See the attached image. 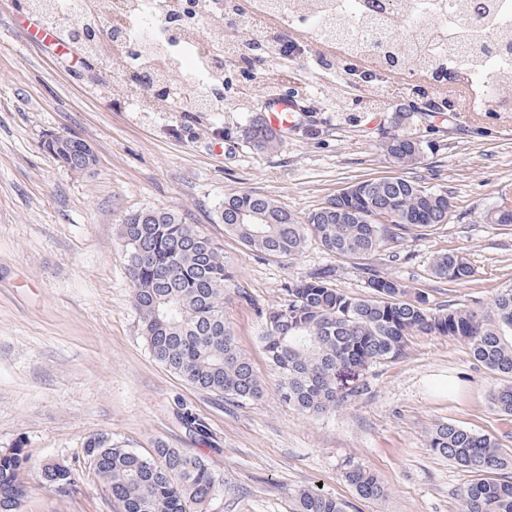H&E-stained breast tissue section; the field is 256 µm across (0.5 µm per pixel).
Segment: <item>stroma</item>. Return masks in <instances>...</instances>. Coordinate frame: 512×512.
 <instances>
[{
  "label": "stroma",
  "mask_w": 512,
  "mask_h": 512,
  "mask_svg": "<svg viewBox=\"0 0 512 512\" xmlns=\"http://www.w3.org/2000/svg\"><path fill=\"white\" fill-rule=\"evenodd\" d=\"M24 0H0V448L22 446L31 466L63 461L77 470L75 491L29 477L22 512H119L83 455L105 434L143 455L157 445L205 456L223 476L211 512H292L298 490L320 488L347 512H464L469 473L435 455L428 434L452 423L499 441L512 454V417L490 406L497 376L467 345L417 334L403 356L356 370L350 395L330 413L309 416L285 405L259 341L263 315L284 302L290 280L332 270L334 287L367 292L357 261L309 244L295 259L244 248L217 214L226 193L252 191L307 217L342 188L398 175L383 149L396 112L415 104L413 71L387 74L384 102L365 112L367 91L337 57L287 60V77L255 64L249 78L228 61L220 112H138L112 93L113 65L89 66L34 42L21 27ZM310 88L323 111L316 126L256 151L242 135L265 99ZM456 111L417 114L405 129L425 154L409 175L447 192L448 223L408 234L397 257L371 259L381 273L427 293L431 304L489 306L512 289V224L486 212L512 204V108L472 110L465 79L440 88ZM76 136L96 155L78 174L46 153L45 133ZM148 208L179 212L224 252L234 279L224 288V322L250 357L263 395L230 404L168 372L150 353L131 299L118 240L125 215ZM440 253L461 255L468 281L432 275ZM205 436L183 427V414ZM373 472L385 494L358 497L343 477L349 464Z\"/></svg>",
  "instance_id": "stroma-1"
}]
</instances>
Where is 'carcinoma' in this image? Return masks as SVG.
I'll use <instances>...</instances> for the list:
<instances>
[{
  "label": "carcinoma",
  "instance_id": "carcinoma-1",
  "mask_svg": "<svg viewBox=\"0 0 512 512\" xmlns=\"http://www.w3.org/2000/svg\"><path fill=\"white\" fill-rule=\"evenodd\" d=\"M44 22L64 41L76 42L84 57L95 62L98 45L106 37L124 41L119 26L105 27L101 17L112 0H98L96 10L79 5L61 8L59 0H34ZM264 10L286 8L318 24L323 40H347L344 55L354 60L367 52L390 71L415 68L442 82L448 73H469L494 62L508 72L494 75L498 84L487 90L512 95V32L480 44L462 39L449 56L440 47L420 46L395 35L399 25L411 27L415 17L410 0H348L347 13H336L334 0H263ZM452 33L477 29L499 10L504 0H445ZM224 39L210 43L213 80H219ZM145 69L125 74L113 85L124 101L141 103L139 111L157 112L166 99L162 69L155 66L157 51L145 49ZM224 100L207 90L196 91L192 112H220ZM406 112L396 114L384 151L401 170H411L424 157L422 142L401 130ZM244 137L254 149L270 151L282 142L281 130L260 114L252 116ZM42 146L61 166L71 168L82 140H67L62 149L50 141ZM448 193L426 191L408 176L356 182L329 199L304 220L288 213L265 195L237 191L224 195L218 218L224 230L248 249L270 256L294 258L311 241L342 258L369 259L393 253L414 229H430L448 221ZM490 224H512V207L500 205L484 215ZM119 240L127 257L132 303L139 315L142 336L152 356L168 371L197 389L230 403H247L262 396V385L250 358L236 344L224 323V283L232 278L219 246L176 211L148 209L126 215ZM369 293L352 297L333 287L319 273L289 283L284 303L265 317L259 340L271 369L279 378L283 403L319 415L336 408L337 373L363 369L402 356L410 337L418 333L451 336L465 341L475 360L503 378L489 395L492 406L512 416V290L499 293L487 310L469 307H432L424 291L365 265ZM432 273L450 284L471 274L465 258L443 253L432 262ZM429 448L473 474L464 492V512H512V459L499 444L452 423L429 432ZM84 453L98 480L107 487L120 512H209L224 488L205 457L162 445L145 456L123 448L103 435L86 440ZM29 457L22 448L0 450V512H21L29 492ZM42 483L58 492L77 487L78 476L61 462L40 469ZM348 484L363 499L378 498L383 488L359 466L345 472ZM295 512H346V505L315 490L295 496Z\"/></svg>",
  "mask_w": 512,
  "mask_h": 512
}]
</instances>
